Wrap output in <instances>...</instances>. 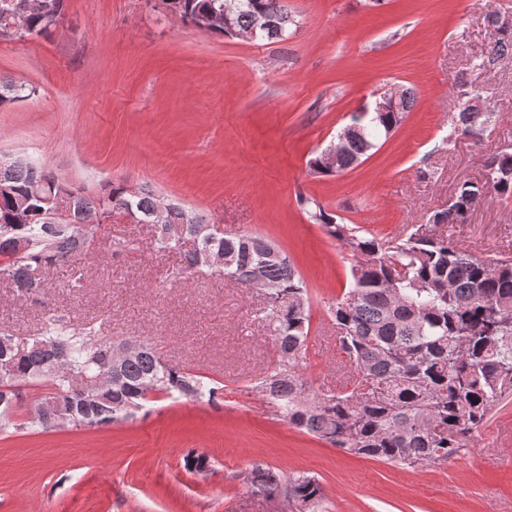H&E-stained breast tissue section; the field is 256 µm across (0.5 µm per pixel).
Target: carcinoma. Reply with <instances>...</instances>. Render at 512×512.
Returning a JSON list of instances; mask_svg holds the SVG:
<instances>
[{"label": "carcinoma", "instance_id": "cac0c4a2", "mask_svg": "<svg viewBox=\"0 0 512 512\" xmlns=\"http://www.w3.org/2000/svg\"><path fill=\"white\" fill-rule=\"evenodd\" d=\"M166 8L192 26L256 41H284L294 17L284 0H163ZM65 0H0V42L23 40L64 25ZM492 29L487 67L512 58V28L488 17ZM35 94L34 89L0 79V107ZM463 132L478 140L493 113L467 107L477 92L460 83ZM396 110L378 104L352 115L337 135L340 150L331 166L324 152L310 161L318 175H336L400 127L414 104V93L401 90ZM486 180L462 183L448 208L431 214L387 240L336 222L313 198L299 203L314 223L335 239L350 257V288L330 308L336 339L348 358L353 385L347 392L317 394L295 370L311 326L307 286L295 263L275 243L243 232L200 239L202 246L224 253V275L251 287L261 279L265 318L276 348L270 368L256 389L290 425L336 448L407 468L440 465L465 451V437L487 420L493 407L512 398V262L474 256L439 231L445 224H465L473 200L492 191L512 197V153L488 158ZM9 191L0 193V270L16 288L37 298L41 274L72 266L87 253L99 225L113 219L153 224V247L176 251L181 273L198 267L194 251L172 236L173 229L196 230L203 217L179 205L166 206L151 189L131 190L109 181L96 190L73 184L47 165L26 158L7 175ZM61 195L58 216L32 190ZM26 342L20 351L16 345ZM110 347L88 332H76L48 319L42 333L23 340L0 335V378L11 384L43 380L48 391L27 409L30 417L16 425L45 431L61 424L103 427L129 418L158 394L212 400L218 388L188 369L166 366L156 350L142 344L120 365L121 380L112 382V364L102 360ZM248 484L268 497L283 495L294 512H315L323 490L303 473L285 479L261 467Z\"/></svg>", "mask_w": 512, "mask_h": 512}]
</instances>
